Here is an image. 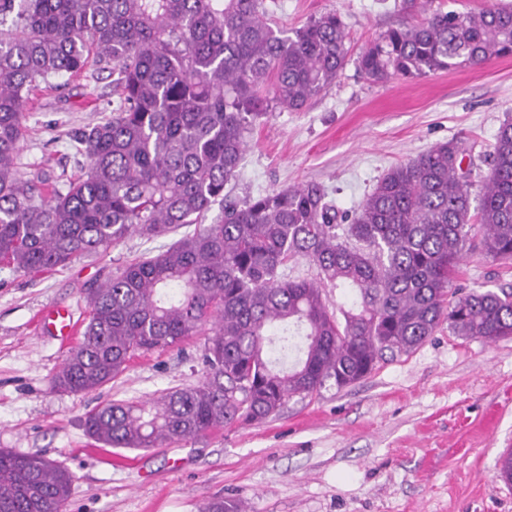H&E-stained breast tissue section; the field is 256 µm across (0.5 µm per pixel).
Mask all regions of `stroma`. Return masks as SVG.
<instances>
[{"instance_id": "obj_1", "label": "stroma", "mask_w": 512, "mask_h": 512, "mask_svg": "<svg viewBox=\"0 0 512 512\" xmlns=\"http://www.w3.org/2000/svg\"><path fill=\"white\" fill-rule=\"evenodd\" d=\"M496 0H280L275 25L292 30L341 16L350 60L301 111L273 109L256 127L229 199L319 183L338 212L356 210L393 166L450 140L485 169L495 135L512 120V55L427 77L368 79L360 54L388 29L435 10ZM109 73L87 72L37 96L27 114L24 177L78 178L71 137L112 113ZM170 237L129 235L109 253L63 269L23 274L0 265V448L57 461L73 477L63 512H202L224 497L245 512H512V483L497 460L512 450V336L489 342L440 326L416 350L388 359L344 388L291 397L262 422L238 423L145 450L105 448L85 433L88 412L203 379L206 331L133 359L92 392L57 389L64 346L39 333L40 310L85 319V292ZM512 289V261L468 251L455 280Z\"/></svg>"}]
</instances>
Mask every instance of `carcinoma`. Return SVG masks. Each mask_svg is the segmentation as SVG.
I'll return each mask as SVG.
<instances>
[{
    "instance_id": "1",
    "label": "carcinoma",
    "mask_w": 512,
    "mask_h": 512,
    "mask_svg": "<svg viewBox=\"0 0 512 512\" xmlns=\"http://www.w3.org/2000/svg\"><path fill=\"white\" fill-rule=\"evenodd\" d=\"M341 18L288 32L265 0H0V263L52 271L104 255L131 233L165 237L219 219L126 264L85 296L88 318L53 382L95 391L131 359L212 322L201 383L88 413L86 434L137 450L266 419L327 381L349 386L413 351L444 322L464 338L512 336V290L452 289L478 230L512 260V123L474 180L448 141L392 167L351 215L309 182L224 201L253 126L298 112L348 56ZM512 53V6L437 10L386 31L358 59L372 81L425 77ZM96 66L115 75L112 115L73 140L87 171L64 184L24 178L18 156L35 92ZM304 260L310 278H290ZM356 292L330 309L326 288ZM72 475L0 448V512H63ZM204 512H241L210 499Z\"/></svg>"
}]
</instances>
